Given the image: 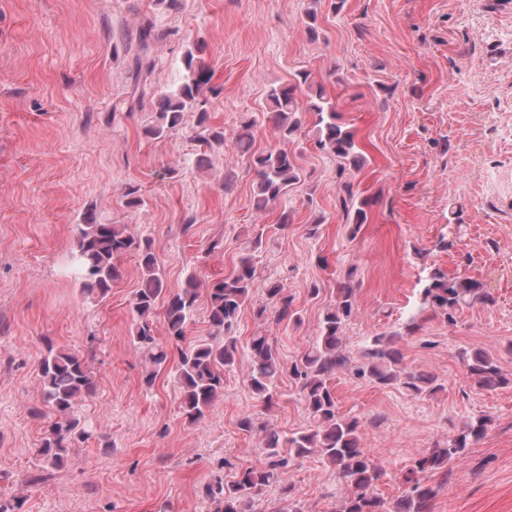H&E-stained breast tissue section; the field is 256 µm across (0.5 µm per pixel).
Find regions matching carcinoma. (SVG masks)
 <instances>
[{"instance_id":"cac0c4a2","label":"carcinoma","mask_w":512,"mask_h":512,"mask_svg":"<svg viewBox=\"0 0 512 512\" xmlns=\"http://www.w3.org/2000/svg\"><path fill=\"white\" fill-rule=\"evenodd\" d=\"M156 39L158 32L152 22L137 30L135 77L152 71L148 49ZM198 51L197 46L185 53V75L179 85L151 96L156 123L143 128L145 137H162L182 123L186 109L193 108L197 110L196 141L206 147L224 144V130L209 124L208 94L215 95L217 90L210 86L212 73L196 56ZM303 96L306 101L302 103ZM267 98L264 118L271 123L279 146L269 150L255 148L258 120L254 116L239 120L232 139L236 152L249 159L256 209L264 211L284 200L293 186L305 180L304 168L290 145L301 133L307 114L314 119L316 150L343 165L359 168L364 164L356 132L340 122L336 105L325 97L322 86L312 83L310 73L300 71L293 79L272 86ZM345 191V221L349 235L354 238L368 220L369 202L358 199L348 185ZM268 232L265 224L255 226L233 271L208 288L211 332L208 337L193 342L186 341V328L199 298L198 278L190 274L180 288L173 291L165 288L150 239L128 233L121 224H101L89 215L79 225L72 263L85 294L102 300L121 276L116 259L124 254L137 257L142 279L132 301L137 318L133 340L147 353L152 366L145 384L152 386L158 372L171 358H177L178 409L189 422L203 419L213 403L224 395V372L234 369L242 352L250 360L248 386L264 410L269 411L278 403L277 381L283 373H288L298 388L310 424L287 438H282L268 421L260 422L251 414L239 418V430L260 438L263 461L258 465L248 459L240 460L228 481L221 474L213 475L202 489L210 512H252L256 498L273 486L283 497L293 498L295 488L281 483L280 474L296 459L310 455L334 467L339 482L346 488L338 512H433L438 486L431 484L429 477L437 474L441 484L448 483L455 461L487 437L493 425L492 417L473 416L448 436L447 442L427 449L405 473L404 494L389 502L377 492L383 470L361 444L363 422L359 416L341 411L331 380L336 372L347 371L355 379L379 388L399 386L419 397L436 394L443 388L439 376L406 366L399 343L418 332L428 318L456 325L465 308L476 303L494 304L493 294L479 280L450 276L431 267L420 281L421 288L405 314L402 329L368 337L355 358L343 339L344 327L356 314L361 289L356 269L350 268L336 282V300L321 315L315 336L287 365L270 337L256 333L242 347L236 336L239 316L248 305L255 319L264 323H301L294 296L285 284L263 275L256 265L254 253L266 247ZM159 308L167 331L164 345L153 331V318ZM458 358L479 388L496 390L512 386V378L503 374L497 360L484 349H463L458 352ZM39 385L49 414L35 452L39 457L59 463L75 437H87L79 428L76 412L80 402L95 393L93 372L80 355L50 347L39 364Z\"/></svg>"}]
</instances>
